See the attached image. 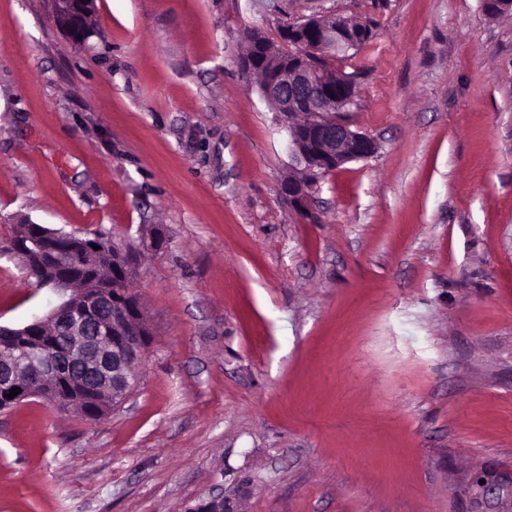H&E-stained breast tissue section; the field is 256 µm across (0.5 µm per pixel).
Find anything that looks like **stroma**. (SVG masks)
Masks as SVG:
<instances>
[{
    "instance_id": "35a3bbf8",
    "label": "stroma",
    "mask_w": 512,
    "mask_h": 512,
    "mask_svg": "<svg viewBox=\"0 0 512 512\" xmlns=\"http://www.w3.org/2000/svg\"><path fill=\"white\" fill-rule=\"evenodd\" d=\"M372 23L332 60L373 156L319 178L244 76L242 34ZM122 246L136 387L86 421L0 410V512H512V15L481 0H0V324L61 297L9 250L24 220ZM53 21L63 28L74 42L87 37L88 22L94 14L96 0H49Z\"/></svg>"
}]
</instances>
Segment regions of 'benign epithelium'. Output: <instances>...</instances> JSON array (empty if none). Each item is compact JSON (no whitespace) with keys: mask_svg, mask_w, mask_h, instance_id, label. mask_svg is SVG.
<instances>
[{"mask_svg":"<svg viewBox=\"0 0 512 512\" xmlns=\"http://www.w3.org/2000/svg\"><path fill=\"white\" fill-rule=\"evenodd\" d=\"M49 2L53 21L73 41L84 42L96 0ZM249 37L253 51L241 60L242 73L259 74L262 97L285 119L299 117L298 122L288 125L289 147L294 157L304 163L306 178L283 183L282 194L299 215L313 220L310 182L347 163L369 158L377 150L373 138L328 115L331 107L343 109L352 99L336 100L334 80L320 61L348 52L355 46L356 37L337 16H313L287 25L278 43L268 42L253 32ZM24 229L23 239L13 246L30 243L42 250L65 238L61 230L30 221L24 223ZM94 244L99 249H93ZM166 244L167 236L160 228L133 248L104 243L94 237L73 243L69 252L71 263L78 268L109 265L112 280L83 284L71 275L42 278L43 286L68 291L70 296L47 316L22 327L0 326L1 335L13 338L11 343L0 345V407L10 408L32 397L51 399L59 390L68 389L76 367L81 369V387L100 396L101 414L120 404L137 384L132 366L143 359L152 336L143 309L117 310L120 298L131 295L128 285L138 275L136 265H123L121 259L131 249L160 252ZM42 326L68 333L72 348L60 355L33 353L26 339ZM14 387L20 393L7 398ZM189 512H224V498H203Z\"/></svg>","mask_w":512,"mask_h":512,"instance_id":"benign-epithelium-1","label":"benign epithelium"}]
</instances>
